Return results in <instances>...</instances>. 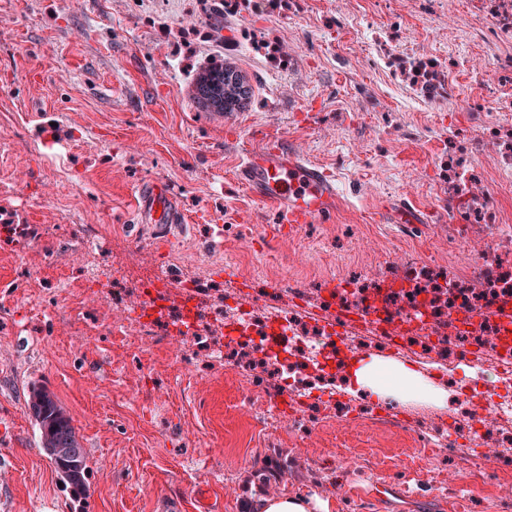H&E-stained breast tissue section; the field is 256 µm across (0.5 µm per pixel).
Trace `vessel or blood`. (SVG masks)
Masks as SVG:
<instances>
[{"label":"vessel or blood","instance_id":"b4317fda","mask_svg":"<svg viewBox=\"0 0 512 512\" xmlns=\"http://www.w3.org/2000/svg\"><path fill=\"white\" fill-rule=\"evenodd\" d=\"M237 178L254 196L274 204L286 224L313 223L336 206L334 176L279 143H265L259 151L249 154L238 169ZM135 196L143 223L161 229L181 223L178 208L160 181L140 184Z\"/></svg>","mask_w":512,"mask_h":512}]
</instances>
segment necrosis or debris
I'll list each match as a JSON object with an SVG mask.
<instances>
[{"instance_id":"obj_1","label":"necrosis or debris","mask_w":512,"mask_h":512,"mask_svg":"<svg viewBox=\"0 0 512 512\" xmlns=\"http://www.w3.org/2000/svg\"><path fill=\"white\" fill-rule=\"evenodd\" d=\"M111 282L113 310L137 306L139 339L182 336L242 380L261 382L267 404L289 395L297 426L333 418L407 427L425 441V465L434 448L481 461L488 446L512 447V263L478 259L471 278L437 284L427 260L412 251L404 278L382 283L355 274L328 289L320 319L306 315L310 291L298 285L215 307L199 279L175 292L166 275L151 274L133 297L119 277ZM360 350L425 365L448 390L453 423L433 425L415 402L398 409L346 392L345 369Z\"/></svg>"}]
</instances>
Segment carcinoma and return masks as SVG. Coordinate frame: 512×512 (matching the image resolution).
Instances as JSON below:
<instances>
[{
	"instance_id": "carcinoma-1",
	"label": "carcinoma",
	"mask_w": 512,
	"mask_h": 512,
	"mask_svg": "<svg viewBox=\"0 0 512 512\" xmlns=\"http://www.w3.org/2000/svg\"><path fill=\"white\" fill-rule=\"evenodd\" d=\"M198 102L210 112H232L252 96L250 85L229 64L206 68L195 79ZM27 406L39 431L41 448L54 467L60 483L74 496L89 489L91 467L68 411L48 389L34 386Z\"/></svg>"
}]
</instances>
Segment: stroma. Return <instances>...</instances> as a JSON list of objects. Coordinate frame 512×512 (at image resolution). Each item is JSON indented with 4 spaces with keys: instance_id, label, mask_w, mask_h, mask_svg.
<instances>
[{
    "instance_id": "1",
    "label": "stroma",
    "mask_w": 512,
    "mask_h": 512,
    "mask_svg": "<svg viewBox=\"0 0 512 512\" xmlns=\"http://www.w3.org/2000/svg\"><path fill=\"white\" fill-rule=\"evenodd\" d=\"M458 2L425 13L417 0H11L0 11V219L66 231L0 233V512H160L165 495L187 500L201 484L222 512H243L262 470L333 512H512V467L444 458L423 471L414 431L332 419L307 431L260 403L244 409L256 388L180 337L138 339L106 284L53 286L83 263L131 284L160 269L175 288L209 281L220 302L228 283L247 299L287 287L311 260L323 269L316 308L318 289L358 272L362 254L424 249L444 276L463 247L512 258V188L489 173L496 146L479 135L494 106L455 68L474 46L469 27L448 33ZM388 25L395 57L432 58L454 97L419 101L379 62L373 34ZM211 60L247 76L245 109L199 107L194 81ZM270 139L334 172L329 220L279 234L276 208L236 181ZM452 159L470 169L469 193ZM148 179L168 184L186 218L163 237L137 221L133 189ZM404 198L419 210L410 227ZM89 224L106 240L91 254L79 250ZM35 384L74 420L92 467L85 500L39 446Z\"/></svg>"
}]
</instances>
